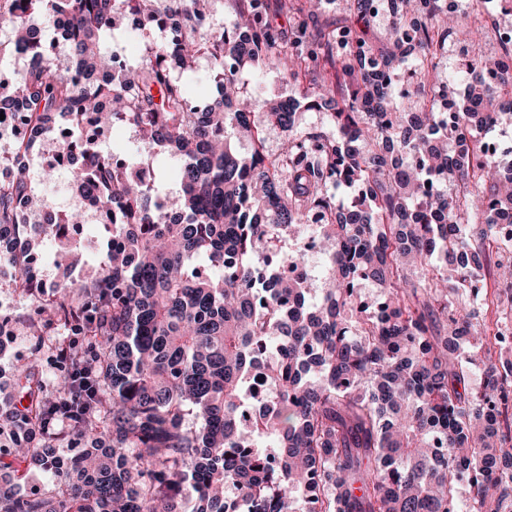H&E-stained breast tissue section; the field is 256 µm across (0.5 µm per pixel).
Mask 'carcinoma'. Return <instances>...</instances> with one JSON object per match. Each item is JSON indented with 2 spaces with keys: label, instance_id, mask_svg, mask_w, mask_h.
<instances>
[{
  "label": "carcinoma",
  "instance_id": "1",
  "mask_svg": "<svg viewBox=\"0 0 512 512\" xmlns=\"http://www.w3.org/2000/svg\"><path fill=\"white\" fill-rule=\"evenodd\" d=\"M217 0H0V27L29 62L0 78V114L20 129L0 137V263L39 302L18 319L38 342L0 382V512H512V351L507 330L454 299L486 274L512 292V240L496 217L512 214V160L474 135L512 116V75L471 52L464 71L439 77L442 45L463 21L438 0H389L387 42L367 37L377 0H344L345 17L315 32L332 0H304L291 29L271 26L267 0H232L223 23L196 24ZM136 17L130 62L112 34ZM178 22L180 39L158 24ZM211 63L212 101L187 77ZM415 71L417 108L387 76ZM302 87L297 111L250 93L243 71ZM470 95L441 129L434 102L460 83ZM341 85L330 113L337 136L298 128ZM292 132L269 156L259 116ZM70 131H57L62 116ZM131 128L138 150L101 154L70 169L90 194L112 243L91 279L63 276L45 295L33 259L57 245V267L77 264L55 207L38 182L93 139L86 126ZM55 134L50 164L34 171ZM248 139L240 153L230 138ZM177 161L161 190L142 156ZM358 182L366 193L338 207L328 193ZM321 219L330 268L309 302L302 252L281 233ZM383 291L357 315L354 281ZM483 355L471 386L461 350ZM64 359L54 375L44 350ZM260 370L268 390L249 394ZM60 448L78 452L63 456ZM55 481L26 493L33 469Z\"/></svg>",
  "mask_w": 512,
  "mask_h": 512
}]
</instances>
